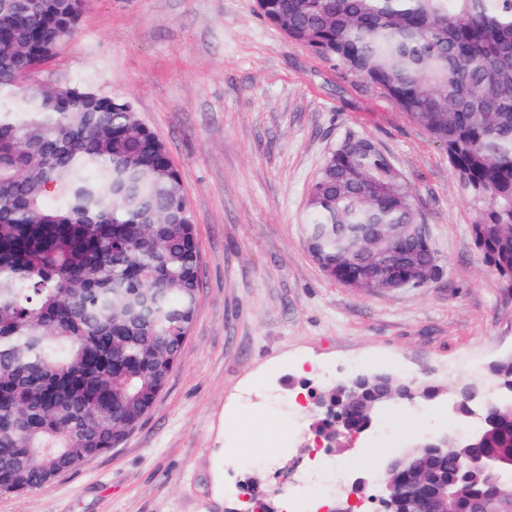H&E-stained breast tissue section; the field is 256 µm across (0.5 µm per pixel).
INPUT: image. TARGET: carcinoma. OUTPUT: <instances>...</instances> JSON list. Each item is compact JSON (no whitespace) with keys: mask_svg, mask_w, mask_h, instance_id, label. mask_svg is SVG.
Listing matches in <instances>:
<instances>
[{"mask_svg":"<svg viewBox=\"0 0 512 512\" xmlns=\"http://www.w3.org/2000/svg\"><path fill=\"white\" fill-rule=\"evenodd\" d=\"M81 0H0V490L26 493L112 449L178 364L193 325L199 253L164 142L90 81L29 84L76 32ZM289 42L377 86L448 157L477 207L483 261L512 288V0H257ZM410 187L368 139L341 144L310 185L312 258L367 274L363 239L416 224ZM418 262L436 259L416 241ZM512 395V357L494 374ZM380 382L343 410L374 420ZM448 453L406 468L448 485V509H512V403Z\"/></svg>","mask_w":512,"mask_h":512,"instance_id":"obj_1","label":"carcinoma"}]
</instances>
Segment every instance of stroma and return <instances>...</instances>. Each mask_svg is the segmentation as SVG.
Wrapping results in <instances>:
<instances>
[{"mask_svg": "<svg viewBox=\"0 0 512 512\" xmlns=\"http://www.w3.org/2000/svg\"><path fill=\"white\" fill-rule=\"evenodd\" d=\"M87 80L129 102L180 172L200 256L195 318L161 395L117 446L37 490L0 491V512H240L245 487L277 505L314 446V413L295 394L325 389L319 369L353 358L439 389L389 407L392 454L453 432L454 392L512 356V288L483 265L477 210L423 128L354 72L290 43L256 0H87L75 37L32 84ZM350 134L388 153L413 189L439 264L423 287L363 296L307 251L308 188ZM287 435L292 445L263 466L265 447ZM371 437L336 450L349 479H365L364 499L383 471L364 463Z\"/></svg>", "mask_w": 512, "mask_h": 512, "instance_id": "obj_1", "label": "stroma"}]
</instances>
